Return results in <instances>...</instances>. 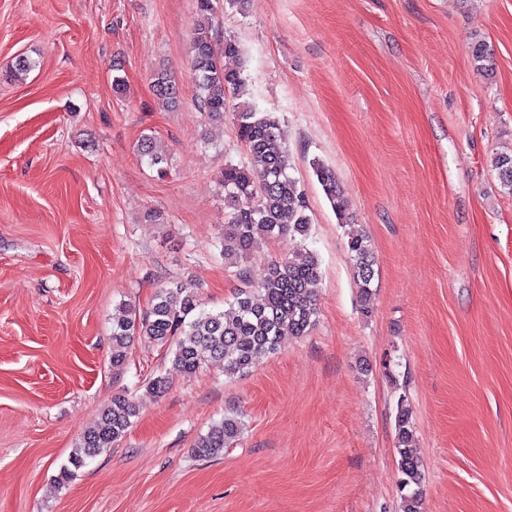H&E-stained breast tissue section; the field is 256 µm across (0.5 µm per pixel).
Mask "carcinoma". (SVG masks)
<instances>
[{"instance_id":"carcinoma-1","label":"carcinoma","mask_w":512,"mask_h":512,"mask_svg":"<svg viewBox=\"0 0 512 512\" xmlns=\"http://www.w3.org/2000/svg\"><path fill=\"white\" fill-rule=\"evenodd\" d=\"M213 27L211 0H198L192 30L195 101L207 118L219 120L224 117L229 94L241 88L244 78L240 71L224 67L225 58L239 55V44L231 38L216 40ZM472 56L481 71L493 66V53L484 42L474 46ZM153 88L162 100L172 102L177 97L176 83L165 69L153 74ZM236 120L249 164L226 163L220 174L224 205L229 209L224 224V259L233 264L247 260L263 242L276 236L293 232L305 238L311 226L305 194L289 174L290 157L279 138L278 119L243 103L238 106ZM138 151L158 174H166L165 159L156 152L151 136L142 137ZM495 168L503 186L512 192V155L499 156ZM313 169L332 207L343 212L334 173L317 161ZM242 197L252 199V205L237 207ZM346 253L361 296L367 299L375 275L371 244L364 237H352L347 241ZM320 281L319 259L304 249L288 259L271 262L258 281L245 279V287L236 294L227 314L205 310L194 289L171 282L159 289L147 311L128 303L119 305L112 316V367L119 369L126 364L130 343L139 337L161 347L171 345L167 352L173 363L188 374L210 360L223 361L226 375L244 372L258 357L273 352L282 337L308 332L317 314ZM255 290L260 294L258 302L253 298ZM135 416L136 407L129 396L112 397L96 424L83 432L72 449L68 464L55 479L56 487H64L76 471L86 466L87 459L112 448ZM395 429L401 512H421L424 471L413 450L412 415L403 396L397 404ZM238 431V421L226 417L198 438L194 453L205 458L216 456Z\"/></svg>"}]
</instances>
